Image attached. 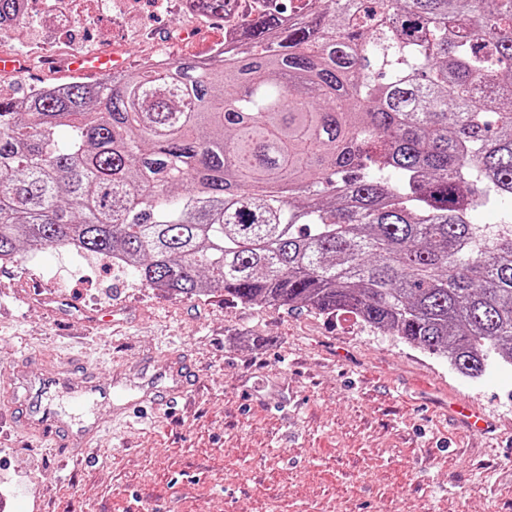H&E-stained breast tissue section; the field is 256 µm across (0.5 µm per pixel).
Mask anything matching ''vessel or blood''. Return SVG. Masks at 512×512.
Masks as SVG:
<instances>
[{"label":"vessel or blood","mask_w":512,"mask_h":512,"mask_svg":"<svg viewBox=\"0 0 512 512\" xmlns=\"http://www.w3.org/2000/svg\"><path fill=\"white\" fill-rule=\"evenodd\" d=\"M67 67L78 74L104 76L123 69L124 64L115 55L84 56L71 59ZM38 300L66 321L81 313L78 305L60 296L42 294ZM168 359L165 368L117 371L104 382L93 370L69 363L37 376L13 371L9 381L18 400L0 407V430H22L40 441L62 445L64 458L83 464L112 420L188 399L193 387L190 367L178 354H169ZM449 410L470 427L490 426L468 400L452 403Z\"/></svg>","instance_id":"b4317fda"}]
</instances>
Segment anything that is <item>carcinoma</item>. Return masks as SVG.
Returning a JSON list of instances; mask_svg holds the SVG:
<instances>
[{
	"label": "carcinoma",
	"mask_w": 512,
	"mask_h": 512,
	"mask_svg": "<svg viewBox=\"0 0 512 512\" xmlns=\"http://www.w3.org/2000/svg\"><path fill=\"white\" fill-rule=\"evenodd\" d=\"M289 12L254 0L226 59L0 96V262L121 255L152 288L351 313L469 377L512 365V0Z\"/></svg>",
	"instance_id": "carcinoma-1"
}]
</instances>
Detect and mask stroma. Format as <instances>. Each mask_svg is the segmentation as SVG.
I'll list each match as a JSON object with an SVG mask.
<instances>
[{"instance_id":"stroma-1","label":"stroma","mask_w":512,"mask_h":512,"mask_svg":"<svg viewBox=\"0 0 512 512\" xmlns=\"http://www.w3.org/2000/svg\"><path fill=\"white\" fill-rule=\"evenodd\" d=\"M71 11L77 24L53 33L37 0L25 40L73 42L80 55L117 46L135 67L143 42L203 59L224 37L223 20L207 16L180 37L187 19L152 0L121 20L97 0ZM72 78L40 65L0 73V94ZM39 286L88 311L125 308L129 320L59 323L34 305ZM168 347L192 369L190 401L112 425L85 464L62 467L59 448L23 433L0 438L11 512H512V366L466 377L350 313L244 305L220 289L176 295L66 245L0 263V398L17 366L36 374L70 358L105 379L119 363L164 366ZM459 395L490 415V433L449 413Z\"/></svg>"}]
</instances>
